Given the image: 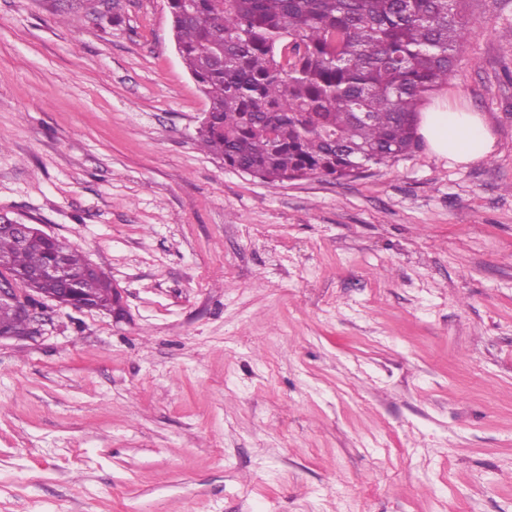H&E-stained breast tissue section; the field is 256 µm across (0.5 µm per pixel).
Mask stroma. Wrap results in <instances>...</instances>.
<instances>
[{"label":"stroma","mask_w":512,"mask_h":512,"mask_svg":"<svg viewBox=\"0 0 512 512\" xmlns=\"http://www.w3.org/2000/svg\"><path fill=\"white\" fill-rule=\"evenodd\" d=\"M427 144L276 185L194 138L167 0H0V216L104 271L0 342V512H512V0ZM419 131L434 155L457 163L484 160L494 151L495 139L484 117L452 104L448 96L422 112Z\"/></svg>","instance_id":"35a3bbf8"}]
</instances>
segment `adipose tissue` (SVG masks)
Returning a JSON list of instances; mask_svg holds the SVG:
<instances>
[{
	"label": "adipose tissue",
	"instance_id": "1",
	"mask_svg": "<svg viewBox=\"0 0 512 512\" xmlns=\"http://www.w3.org/2000/svg\"><path fill=\"white\" fill-rule=\"evenodd\" d=\"M419 131L434 155L458 163L480 161L494 151L495 139L484 117L445 97L422 112Z\"/></svg>",
	"mask_w": 512,
	"mask_h": 512
}]
</instances>
